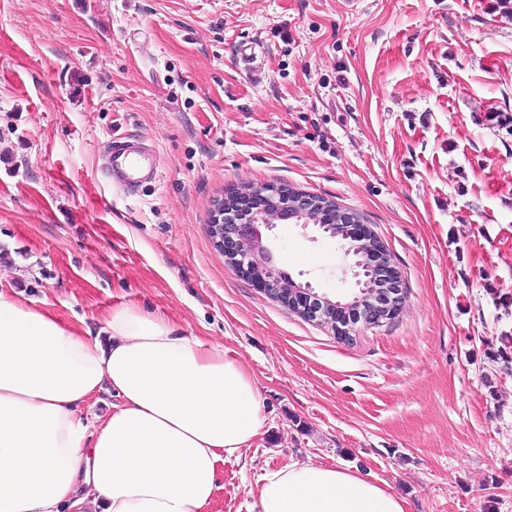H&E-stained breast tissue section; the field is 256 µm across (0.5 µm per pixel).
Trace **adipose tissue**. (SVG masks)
Returning a JSON list of instances; mask_svg holds the SVG:
<instances>
[{
  "label": "adipose tissue",
  "mask_w": 512,
  "mask_h": 512,
  "mask_svg": "<svg viewBox=\"0 0 512 512\" xmlns=\"http://www.w3.org/2000/svg\"><path fill=\"white\" fill-rule=\"evenodd\" d=\"M106 341L0 293V512H207L225 459L263 433L254 377L228 352L135 305ZM117 402L97 425L80 408ZM256 512H406L384 486L316 462L265 473Z\"/></svg>",
  "instance_id": "ef3b65f1"
}]
</instances>
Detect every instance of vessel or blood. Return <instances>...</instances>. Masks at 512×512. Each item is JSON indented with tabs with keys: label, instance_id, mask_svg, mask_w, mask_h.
Segmentation results:
<instances>
[{
	"label": "vessel or blood",
	"instance_id": "vessel-or-blood-1",
	"mask_svg": "<svg viewBox=\"0 0 512 512\" xmlns=\"http://www.w3.org/2000/svg\"><path fill=\"white\" fill-rule=\"evenodd\" d=\"M108 180L132 193L160 179L157 152L152 144L129 137L110 138L104 157Z\"/></svg>",
	"mask_w": 512,
	"mask_h": 512
}]
</instances>
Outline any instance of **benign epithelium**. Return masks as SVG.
Segmentation results:
<instances>
[{"instance_id": "1", "label": "benign epithelium", "mask_w": 512, "mask_h": 512, "mask_svg": "<svg viewBox=\"0 0 512 512\" xmlns=\"http://www.w3.org/2000/svg\"><path fill=\"white\" fill-rule=\"evenodd\" d=\"M313 223L335 239L346 258L357 291L343 301L316 292L311 283L297 282L275 267L265 244V232L277 224ZM210 231L225 262L264 286L282 303L307 319L330 325L343 340L357 327L379 326L399 314L404 303L403 281L383 243L364 224L353 223L347 213L316 201V194L288 193L274 185L240 192L215 204Z\"/></svg>"}]
</instances>
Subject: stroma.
Returning a JSON list of instances; mask_svg holds the SVG:
<instances>
[{"label": "stroma", "mask_w": 512, "mask_h": 512, "mask_svg": "<svg viewBox=\"0 0 512 512\" xmlns=\"http://www.w3.org/2000/svg\"><path fill=\"white\" fill-rule=\"evenodd\" d=\"M118 135L160 182L112 187ZM267 184L361 215L405 284L394 320L341 341L225 263L216 202ZM267 242L352 291L316 227ZM0 292L93 333L136 305L241 360L266 431L210 512L308 461L407 512H512V0H0Z\"/></svg>", "instance_id": "1"}]
</instances>
